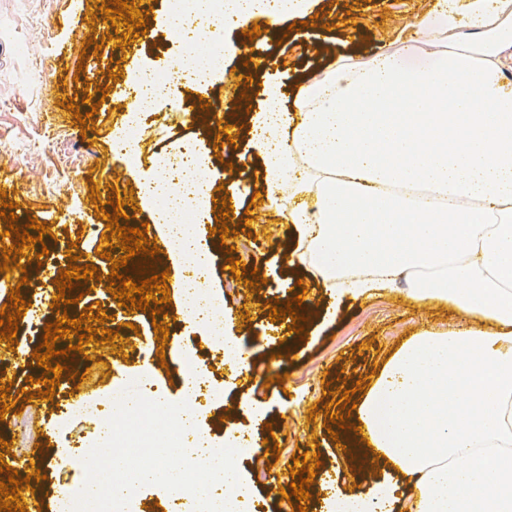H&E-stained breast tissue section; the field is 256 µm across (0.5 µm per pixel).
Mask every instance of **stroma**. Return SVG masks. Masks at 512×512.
Segmentation results:
<instances>
[{"label":"stroma","instance_id":"35a3bbf8","mask_svg":"<svg viewBox=\"0 0 512 512\" xmlns=\"http://www.w3.org/2000/svg\"><path fill=\"white\" fill-rule=\"evenodd\" d=\"M435 0H306L301 13L282 20L283 39L268 33L249 38L238 30L224 33L222 68L209 74L211 108L223 112L234 99L238 74L244 73L246 57L259 62V81L250 87V109L261 111L264 89L276 86L290 96L302 70H312L333 56L347 52L370 55L397 40L406 18L429 9ZM103 11L102 0H0V181L9 180L7 200L22 209L24 218L49 226L48 255L41 260L20 257L18 269L0 272V305L9 303L12 291H20L27 304L18 321L14 345L34 352L43 341L46 324L61 316L78 318L84 308L101 304L108 318L103 326L120 336H133L137 353L129 371L108 370L110 344L99 345L102 359L85 364L75 347L78 335L57 339L56 350H68L52 400L37 394L31 385L40 369L36 362L12 363L9 392L22 413L12 414L0 424V439L10 451L40 464L44 478L34 488L24 489L26 504L40 512H56L60 491L84 485L81 465L83 448L101 440V429L68 397L75 375H82V388L90 404L105 402L114 388L124 386L128 377L148 378L158 400L181 403L187 379L172 383L161 368L162 361L176 362L185 351H194L209 369L211 386L221 392V405L210 407L199 431L213 447L224 445L225 431L250 424L260 414L262 426L254 427L251 455L238 458L240 471L252 488L246 512H299L297 505L282 500L280 489L289 487L294 457L319 455L317 482L310 485V507H318L317 483L334 475L344 493L361 494L383 482L382 469L369 473L353 470L342 442L328 434L330 422L326 402H339L344 391L355 388L376 368L378 362L400 341L414 333L421 323L443 325L454 320L446 307L413 304L404 293H382L351 302L335 314L312 324L306 339H274L269 304L286 302L298 294L324 302L325 296L311 277L292 271L286 258V244L292 233L289 224L264 205H252L259 189L256 175L246 173L240 158L248 150L247 139H235L234 150L202 136L191 123L195 91L182 86L170 98L157 103L145 121L137 167L153 170L158 160L172 154L184 142L207 153L206 180L237 200L236 213L227 238L214 234V222L198 225L196 235L211 255L208 289L224 304V331L235 335L250 355L252 370L240 375L224 367V351L213 345L205 330L179 324L174 312L184 298L172 294L161 314L128 311L116 304L108 287L111 262L104 259L106 222L97 212L109 200L124 201L127 227L151 222L149 210L139 207L132 168L122 153L113 148L112 134L133 111L132 98L118 97L141 70L161 68L176 56V47L166 39L165 0H152L144 26L150 34L145 52L134 60L121 56L118 40H105L99 52L85 51L83 43L95 36L93 24ZM90 72L105 82L109 92L97 114L93 129L84 131L74 117L72 106L81 104L73 80L76 72ZM100 197L91 200V186ZM233 252H226V244ZM265 254L258 269L260 282L250 288L236 279L230 259L246 254ZM80 264L97 268L96 278L74 282L68 296L70 305L51 306L47 294L57 293L55 284L66 270L70 256ZM168 328L167 343L157 339L153 321ZM250 394L253 413L241 411L239 398ZM31 403H24L25 395ZM42 420L47 433L31 430L29 417Z\"/></svg>","mask_w":512,"mask_h":512}]
</instances>
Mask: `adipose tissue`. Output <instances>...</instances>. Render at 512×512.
Here are the masks:
<instances>
[{
    "label": "adipose tissue",
    "instance_id": "adipose-tissue-1",
    "mask_svg": "<svg viewBox=\"0 0 512 512\" xmlns=\"http://www.w3.org/2000/svg\"><path fill=\"white\" fill-rule=\"evenodd\" d=\"M304 0H224V22L271 27ZM404 50L337 56L292 104L249 120L266 207L290 224L291 266L333 304L406 289L456 320L406 337L343 431L359 471L399 491L327 500L350 512H512V0H437Z\"/></svg>",
    "mask_w": 512,
    "mask_h": 512
}]
</instances>
